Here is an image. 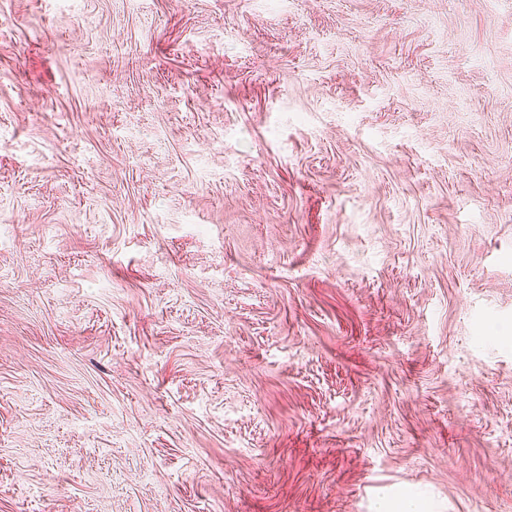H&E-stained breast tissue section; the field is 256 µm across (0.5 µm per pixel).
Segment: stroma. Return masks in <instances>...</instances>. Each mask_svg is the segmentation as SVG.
<instances>
[{
    "mask_svg": "<svg viewBox=\"0 0 512 512\" xmlns=\"http://www.w3.org/2000/svg\"><path fill=\"white\" fill-rule=\"evenodd\" d=\"M512 512V0H0V512Z\"/></svg>",
    "mask_w": 512,
    "mask_h": 512,
    "instance_id": "obj_1",
    "label": "stroma"
}]
</instances>
